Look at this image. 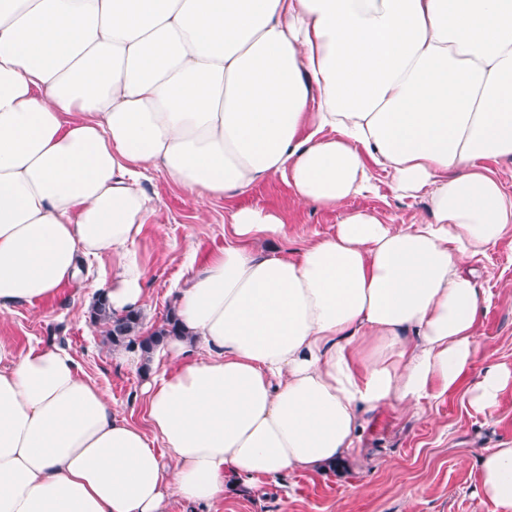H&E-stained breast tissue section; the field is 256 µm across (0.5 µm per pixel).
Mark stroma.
Returning a JSON list of instances; mask_svg holds the SVG:
<instances>
[{
	"mask_svg": "<svg viewBox=\"0 0 512 512\" xmlns=\"http://www.w3.org/2000/svg\"><path fill=\"white\" fill-rule=\"evenodd\" d=\"M372 191L345 207L324 209L292 204V189L281 177L213 201L200 212L194 196L151 171L146 185L158 195L156 214L136 245L145 269V328H152L174 305L176 284L190 270L186 257L204 265L224 250V226L240 208L281 213L288 237L273 251L291 257L312 241L333 233L346 210H368L383 223L404 228L423 218L425 198H399L387 174L370 169ZM483 293L477 336L479 354L454 390L416 408L385 405L367 417L353 452L318 471L297 470L261 480L257 488L228 489L211 512H497L480 491V457L512 442V384L497 406L481 411L470 404L474 383L491 368L512 371V227L489 249L468 262ZM90 281L63 286L31 305L0 310V339L16 353L50 343L73 352L81 375L95 382L121 416L148 428L139 400L141 371L127 366L119 350L103 342L86 303Z\"/></svg>",
	"mask_w": 512,
	"mask_h": 512,
	"instance_id": "1",
	"label": "stroma"
}]
</instances>
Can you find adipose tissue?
<instances>
[{
    "mask_svg": "<svg viewBox=\"0 0 512 512\" xmlns=\"http://www.w3.org/2000/svg\"><path fill=\"white\" fill-rule=\"evenodd\" d=\"M512 159V0H0V308L96 285L146 305L134 248L149 170L199 205L281 175L343 206L369 168L418 223L354 210L298 256L279 212L241 208L181 286V336L153 353L148 428L65 348L0 341V512H168L226 486L336 463L366 417L455 389L482 298L462 263L512 225L479 169ZM512 512V445L480 459Z\"/></svg>",
    "mask_w": 512,
    "mask_h": 512,
    "instance_id": "adipose-tissue-1",
    "label": "adipose tissue"
}]
</instances>
